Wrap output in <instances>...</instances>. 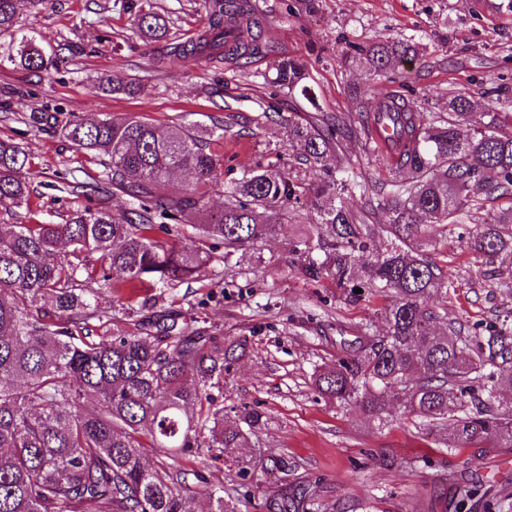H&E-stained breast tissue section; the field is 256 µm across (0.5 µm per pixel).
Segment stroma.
Returning <instances> with one entry per match:
<instances>
[{"mask_svg": "<svg viewBox=\"0 0 512 512\" xmlns=\"http://www.w3.org/2000/svg\"><path fill=\"white\" fill-rule=\"evenodd\" d=\"M211 2L47 0L36 12L21 0L22 26L53 50L55 62L46 71L0 66V139L19 144L31 162L30 201L0 206V225L58 223L84 207L115 214L129 208L119 190L96 192L99 158L61 138V127L77 116L203 126L213 131L220 171L238 175L276 158L294 177L303 167L288 145L285 117L354 113L360 101L403 84L424 112L444 111L449 92L457 91L471 99L473 123H486L491 112L512 117V0H319L315 13L301 0H243L261 23L260 48L243 68L170 52L207 27ZM141 9L159 15L165 35L141 34ZM397 34L415 37L425 51L396 73L375 77L346 57L347 43ZM288 57L309 73L315 102L272 86L278 62ZM115 70L138 92L99 90V79ZM33 112L44 113V122H31ZM313 212L308 196L294 219L268 211V223L281 227L277 237L261 250L238 251L231 264L210 262L197 280L168 289L158 309L249 338L250 354L234 366L227 398L268 412L256 450L288 455L297 463L295 478L319 481L315 512H455L457 487L474 478L494 485L502 512H512V448L484 441L454 454L437 444L425 421L371 425L316 393L312 373L335 360L340 326L366 322L381 335L386 323L382 299L346 302L332 281L312 283L297 273L289 247ZM439 250L456 283L449 321L467 325L494 313L496 284L487 266L456 239ZM201 471L205 483H188L195 512H208L209 486L238 495L239 512H269L266 501L281 480L280 473L260 471L245 486L222 465Z\"/></svg>", "mask_w": 512, "mask_h": 512, "instance_id": "stroma-1", "label": "stroma"}]
</instances>
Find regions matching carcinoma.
I'll return each mask as SVG.
<instances>
[{"instance_id": "obj_1", "label": "carcinoma", "mask_w": 512, "mask_h": 512, "mask_svg": "<svg viewBox=\"0 0 512 512\" xmlns=\"http://www.w3.org/2000/svg\"><path fill=\"white\" fill-rule=\"evenodd\" d=\"M18 0H0V64L43 70L52 54L19 24ZM236 32L225 47L224 30ZM259 22L242 0H212L209 26L178 44L180 58L239 61L258 49ZM408 37L373 42L355 61L371 73H388L414 59ZM276 84L314 99L301 64L283 60ZM110 92L131 94L136 85L114 73L100 79ZM472 102L448 94V111L421 112L404 95L375 96L353 121L345 115L288 120V143L306 165L304 177L285 176L277 163L247 170L224 185L226 202L208 210L206 187L220 180L199 131L159 126L131 117L93 122L75 118L61 128L74 145L107 158L100 189L114 186L137 202L123 214L78 209L63 223L0 225V512H194L184 495L186 461L222 462L243 480L257 471L284 475L295 462L261 458L251 438L269 421L253 404L224 406L232 367L248 354V339L216 335L181 314L154 310L138 289L170 288L198 276L212 261L210 241L224 244V261L278 234L270 209L288 212L305 193L315 215L291 245L302 255L304 279H331L339 297L358 302L389 299L382 336L363 325L334 363L314 373L320 396L353 402L366 422L388 423L393 402L426 419L450 450L487 436L512 448V405L500 402L512 387V320L493 315L468 333L448 322L435 302L455 292L448 265L432 258L456 235L482 263L493 265L512 248V131L497 114L470 127ZM395 124L394 154L372 137V118ZM355 141L388 179L331 173L327 153ZM29 157L0 140V205L28 202ZM188 178L181 195L165 193L168 178ZM359 196L361 208L345 205ZM500 199L508 207L488 213L480 226L466 219ZM383 224L368 223L376 212ZM187 212L201 216L187 228ZM168 220L171 241L154 240L156 221ZM98 255L100 265L90 263ZM128 288L120 304L137 315L138 332L97 335L99 291ZM362 293L356 294L354 290ZM162 456L144 459L140 435ZM319 482L282 484L273 491L279 512H306ZM210 512H237L224 488L207 490ZM458 512H496L498 492L479 481L458 490Z\"/></svg>"}]
</instances>
